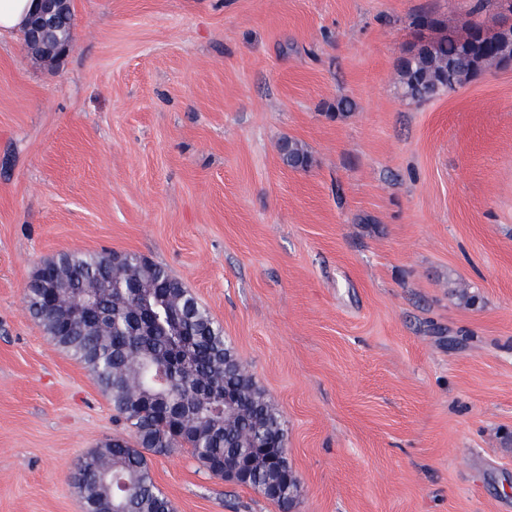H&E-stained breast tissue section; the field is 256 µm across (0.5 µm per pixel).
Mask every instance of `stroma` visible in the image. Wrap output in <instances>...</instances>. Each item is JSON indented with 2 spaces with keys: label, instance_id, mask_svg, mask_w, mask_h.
<instances>
[{
  "label": "stroma",
  "instance_id": "1",
  "mask_svg": "<svg viewBox=\"0 0 512 512\" xmlns=\"http://www.w3.org/2000/svg\"><path fill=\"white\" fill-rule=\"evenodd\" d=\"M72 8L58 61L0 36V512H84L74 463L120 431L25 301L46 260L105 249L223 327L285 422L293 512H512V65L398 85L499 0ZM151 469L175 512H280L186 451ZM281 154L284 163L296 169H305L311 163V157L307 150L292 139H284L281 145Z\"/></svg>",
  "mask_w": 512,
  "mask_h": 512
}]
</instances>
